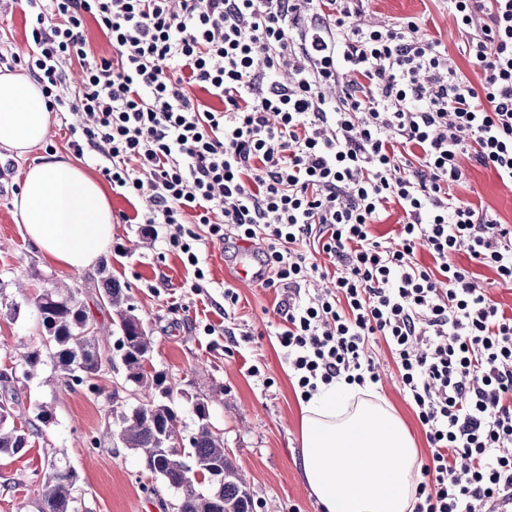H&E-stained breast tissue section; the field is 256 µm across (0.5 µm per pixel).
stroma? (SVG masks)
<instances>
[{
    "label": "stroma",
    "mask_w": 512,
    "mask_h": 512,
    "mask_svg": "<svg viewBox=\"0 0 512 512\" xmlns=\"http://www.w3.org/2000/svg\"><path fill=\"white\" fill-rule=\"evenodd\" d=\"M22 7L21 0H0V53L23 57L29 51ZM407 17L418 18L426 34L447 41L449 66L473 76L459 51L462 36L441 0H371L365 13L369 22L398 23ZM80 121L72 112L53 113L44 144L25 158L0 149V372L12 373L24 418L35 419L41 403L54 416L25 454L0 458V512H39L35 489L51 451L76 475L80 512H174L175 493L152 477L139 454L106 432L116 422L112 408L133 404L127 392L115 387L121 368L104 367L92 387L75 389L49 363L33 375L24 373L22 354L45 344L36 297L67 285L91 319L107 328L112 309L99 295L105 274L125 288L129 304L148 326L151 368L166 373L174 385L185 433L195 427L194 403L210 400V421L222 432L233 465L247 479L253 512H321L301 471L302 401L274 335L282 322L284 290L239 279L236 259L223 244L207 241L208 228L201 224L194 230L205 239L198 250L205 278L195 282L167 246L165 227L147 235L132 223L143 201L116 192L109 195L112 244L102 266L76 270L49 263L24 237L14 207L24 172L49 151L73 157L69 128ZM450 192L512 225V185L493 170L467 164L465 179ZM228 285L239 295L229 310L224 307ZM244 333L250 342H236V335ZM372 353L381 376L377 394L409 430L419 462H426L430 449L413 409L398 391L387 348L379 342Z\"/></svg>",
    "instance_id": "1"
}]
</instances>
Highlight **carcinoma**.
Returning <instances> with one entry per match:
<instances>
[{"instance_id": "cac0c4a2", "label": "carcinoma", "mask_w": 512, "mask_h": 512, "mask_svg": "<svg viewBox=\"0 0 512 512\" xmlns=\"http://www.w3.org/2000/svg\"><path fill=\"white\" fill-rule=\"evenodd\" d=\"M102 288L123 341L124 377L140 395L136 405L120 414L117 435L123 446L140 454L167 488L179 493L177 512H252L246 482L226 458L224 436L210 423L208 401L193 404L196 429L188 446L177 447L182 418L173 388L165 373L146 368L153 351L150 330L127 304L120 284L107 277ZM36 309L47 333L45 350L22 355L25 375L49 361L67 378L97 376L103 368L100 336L109 330L100 329L98 336L86 331L89 314L75 292L50 289L38 297ZM40 435L16 413L14 395L0 397V455H17ZM48 466L50 472L37 489L39 512H79L73 472L53 460Z\"/></svg>"}]
</instances>
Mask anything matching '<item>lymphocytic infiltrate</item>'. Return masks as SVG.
Wrapping results in <instances>:
<instances>
[{
	"mask_svg": "<svg viewBox=\"0 0 512 512\" xmlns=\"http://www.w3.org/2000/svg\"><path fill=\"white\" fill-rule=\"evenodd\" d=\"M24 2L25 71L50 111L81 114L75 154L145 200V233L168 225L198 280L192 225L259 246L263 286L288 291L275 335L301 399L376 385L384 341L430 448L414 512H512V313L455 261L512 284V225L449 192L466 159L512 183V0H442L476 85L415 19L363 24L365 0ZM391 203L393 242L370 230ZM86 35L91 51L98 56L110 57L113 54L112 46L93 19L86 21Z\"/></svg>",
	"mask_w": 512,
	"mask_h": 512,
	"instance_id": "1",
	"label": "lymphocytic infiltrate"
}]
</instances>
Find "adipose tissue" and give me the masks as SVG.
Masks as SVG:
<instances>
[{
	"label": "adipose tissue",
	"instance_id": "ef3b65f1",
	"mask_svg": "<svg viewBox=\"0 0 512 512\" xmlns=\"http://www.w3.org/2000/svg\"><path fill=\"white\" fill-rule=\"evenodd\" d=\"M51 113L36 83L0 74V148L21 158L46 138ZM15 207L25 234L49 261L95 265L112 241V206L100 182L51 154L28 167ZM304 478L323 512H413L418 483L414 441L371 390L339 380L304 404Z\"/></svg>",
	"mask_w": 512,
	"mask_h": 512
}]
</instances>
